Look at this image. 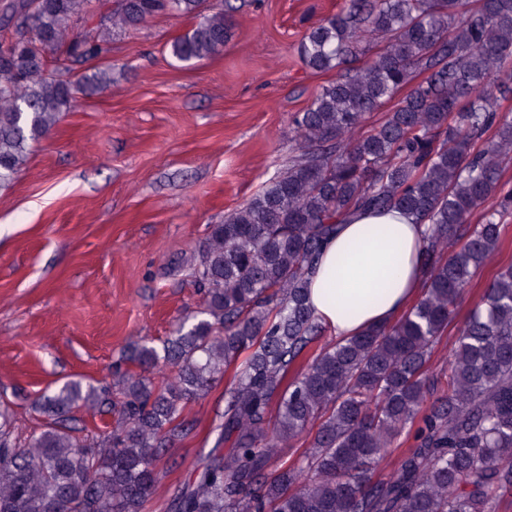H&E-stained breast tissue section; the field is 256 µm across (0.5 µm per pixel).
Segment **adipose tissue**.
<instances>
[{
	"label": "adipose tissue",
	"instance_id": "ef3b65f1",
	"mask_svg": "<svg viewBox=\"0 0 512 512\" xmlns=\"http://www.w3.org/2000/svg\"><path fill=\"white\" fill-rule=\"evenodd\" d=\"M423 227L391 210L359 212L328 240L308 283L315 316L336 338L393 323L423 285Z\"/></svg>",
	"mask_w": 512,
	"mask_h": 512
}]
</instances>
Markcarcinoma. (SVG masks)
<instances>
[{"label": "carcinoma", "instance_id": "1", "mask_svg": "<svg viewBox=\"0 0 512 512\" xmlns=\"http://www.w3.org/2000/svg\"><path fill=\"white\" fill-rule=\"evenodd\" d=\"M347 0L304 36L306 67L336 72L294 117L296 155L280 175L211 224L189 271L201 317L157 349L136 344L113 386L69 381L41 395L49 418L20 442L0 404V512H142L168 448L196 422L189 403L224 388L213 448L175 489L169 512H498L512 494V266L459 328L447 389L430 373L455 302L498 248L512 215L501 168L512 159V0ZM103 0H8L0 6V188L77 99L108 73L72 79L106 57L162 0H113L112 20L76 31ZM233 7L201 13L170 44L180 62L219 54ZM378 51H372L374 46ZM425 75L412 84L413 73ZM407 94L370 133L365 116ZM493 131V136L486 133ZM499 195L495 206L487 200ZM482 220L469 223L479 208ZM404 210L423 225L420 297L393 324L322 342L307 299L325 242L360 210ZM427 410H422L426 400ZM103 416L77 435L69 414ZM288 464L278 449L308 432ZM413 445L379 475L403 432Z\"/></svg>", "mask_w": 512, "mask_h": 512}]
</instances>
